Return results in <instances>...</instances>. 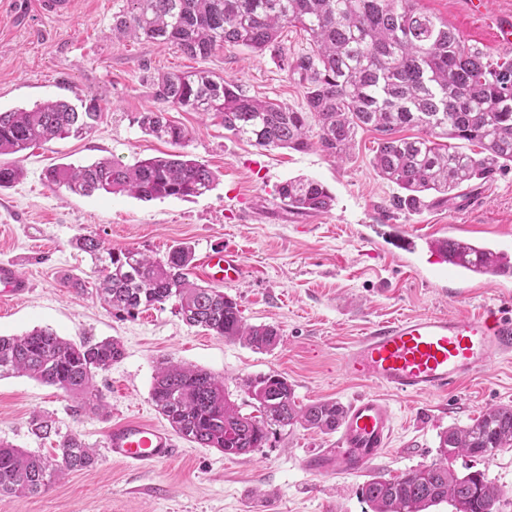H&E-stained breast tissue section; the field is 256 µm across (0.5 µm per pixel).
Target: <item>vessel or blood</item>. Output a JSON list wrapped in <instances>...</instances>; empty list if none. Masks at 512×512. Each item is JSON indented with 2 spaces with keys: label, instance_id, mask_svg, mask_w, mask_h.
Wrapping results in <instances>:
<instances>
[{
  "label": "vessel or blood",
  "instance_id": "1",
  "mask_svg": "<svg viewBox=\"0 0 512 512\" xmlns=\"http://www.w3.org/2000/svg\"><path fill=\"white\" fill-rule=\"evenodd\" d=\"M202 268L218 285L237 283L246 273L241 257L226 248L208 252ZM30 288L12 265L0 264V299H16ZM511 353L512 316L491 307L479 314H419L376 324L345 349L341 369L400 395H434ZM394 429L387 399L357 397L345 409L335 447L322 449L307 467L318 475L362 473L389 448ZM105 444L113 459L138 469L177 454L168 432L140 420L114 426Z\"/></svg>",
  "mask_w": 512,
  "mask_h": 512
}]
</instances>
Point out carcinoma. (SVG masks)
Here are the masks:
<instances>
[{"label":"carcinoma","instance_id":"cac0c4a2","mask_svg":"<svg viewBox=\"0 0 512 512\" xmlns=\"http://www.w3.org/2000/svg\"><path fill=\"white\" fill-rule=\"evenodd\" d=\"M131 9L113 16L112 31L173 44L207 58L226 43L285 59L279 43L285 27H300L312 51L288 63L305 75V107L295 109L248 95L239 85L208 70L163 74L152 80L155 96L174 108L217 119L233 135L262 148L304 151L317 144L343 158L358 131L378 133L373 167L404 195L398 206L417 209L425 194L447 200L477 180L512 164V59L473 47L463 35L435 19L420 0H128ZM102 112L90 100L80 112L65 101L0 111V155L16 154L55 138L81 137ZM137 123L174 146L188 139L184 128L162 111L143 112ZM405 127L419 134L400 137ZM480 148L466 152L453 142ZM24 176L18 164L0 165V188ZM46 180L79 196L129 193L142 200L199 197L211 191L215 173L181 152L122 165L108 158L86 166L54 167ZM278 194L289 211L324 212L334 196L318 181L290 180ZM99 272L96 295L109 309L129 316L140 307L174 297L191 327L269 351L282 339L273 325H249L238 302L212 286L189 280L194 252L173 246L163 260L136 248L112 249L92 235L75 239ZM123 357L120 341L71 342L49 328L0 336V378L26 374L79 400L78 409L97 410L95 378ZM257 415L241 412L224 380L199 368L165 361L157 369L151 400L182 438L226 455L263 447L274 426L336 431L345 407L333 400L296 403L283 374L243 380ZM58 457L33 454L0 442V503L46 491L66 470L96 462V450L75 434L61 437ZM512 449V406H498L464 427L439 434L437 457L400 476H375L361 488L372 512H428L449 503L454 512H498L504 492L483 471L455 473L448 460L459 454L493 457Z\"/></svg>","mask_w":512,"mask_h":512}]
</instances>
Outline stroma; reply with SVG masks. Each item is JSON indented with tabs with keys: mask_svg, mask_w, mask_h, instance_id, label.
Masks as SVG:
<instances>
[{
	"mask_svg": "<svg viewBox=\"0 0 512 512\" xmlns=\"http://www.w3.org/2000/svg\"><path fill=\"white\" fill-rule=\"evenodd\" d=\"M71 2L70 11L58 16L42 0H0V111L59 99H93L102 110L89 134L0 156L1 164L17 161L24 169L19 182L0 188V262L12 263L31 283L25 298L0 307V335L49 328L76 343L115 338L124 356L96 378L107 405L100 415L74 413L72 398L30 377L0 379V441L52 456L59 435L76 434L98 450L92 468L69 472L46 492L12 500L0 512H371L361 495L367 479H390L431 462L442 430L467 425L488 408L512 406V358L448 391L417 397L348 379L340 369L343 347L380 322L411 314H477L489 307L512 314V279L500 288L495 277L479 278L468 296L453 300L451 280L412 268L390 243L402 231L429 239L464 233L498 242L512 256V166L450 201L429 194L417 211L398 209L397 186L372 166L374 131H359L343 160L316 145L302 152L264 149L218 121L154 96L151 76L204 69L249 95L301 107L306 83L286 61L309 52L302 29H284L282 59L232 43L201 59L174 45L114 37L112 17L128 10L127 0ZM421 6L470 45L512 56V47L497 41L495 25L512 15V0H488L486 18L475 16L471 0H421ZM148 110L166 112L188 131L185 153L216 173L210 192L146 201L121 193L77 196L46 181L45 170L55 165L102 158L131 164L172 152V145L139 127V113ZM298 177L327 186L332 208L307 215L286 210L278 188ZM81 235L154 258L188 243L197 259L190 278L197 283L207 251H237L246 275L227 293L248 324L278 327L281 345L258 351L188 326L174 299L134 317L110 312L95 296L90 257L73 244ZM69 279L84 281L85 290L66 287ZM167 357L222 377L245 414L253 413L254 404L242 379L271 371L287 376L303 405L318 399L346 404L364 393L387 397L395 413L392 444L360 475L309 471L307 459L331 447L336 436L299 426L273 427L264 447L241 456L183 439L175 458L148 471L113 460L105 445L113 426L132 418L166 426L150 392ZM36 415L53 419L58 436L37 438L31 431ZM449 465L461 475L485 471L506 492L500 512H512V450L488 459L459 455Z\"/></svg>",
	"mask_w": 512,
	"mask_h": 512,
	"instance_id": "35a3bbf8",
	"label": "stroma"
}]
</instances>
